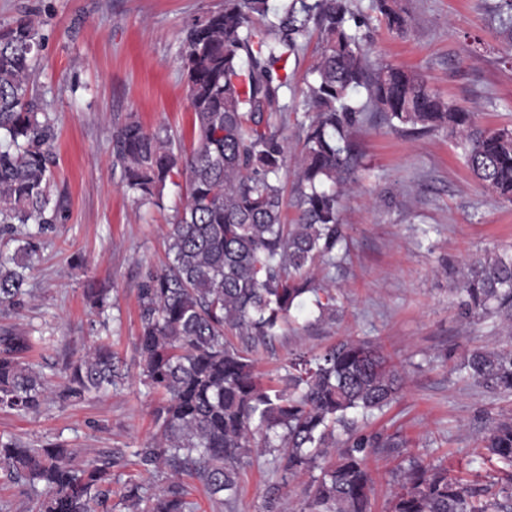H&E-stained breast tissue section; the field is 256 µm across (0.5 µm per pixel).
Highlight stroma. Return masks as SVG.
<instances>
[{
  "instance_id": "obj_1",
  "label": "stroma",
  "mask_w": 512,
  "mask_h": 512,
  "mask_svg": "<svg viewBox=\"0 0 512 512\" xmlns=\"http://www.w3.org/2000/svg\"><path fill=\"white\" fill-rule=\"evenodd\" d=\"M410 18L405 34L387 30L369 0L363 44L372 63L416 70L432 89L476 112L481 126L512 125V47L494 14L498 0H400ZM224 0H0V25L35 17L46 37L35 90L58 119L52 194L65 211L41 237L20 306L0 310V330L32 336L28 359L43 373L50 396L25 417L0 411V436L38 448L60 443L94 462L121 450L123 468L112 475V512H125L119 492L137 482L160 489L170 473L145 469L136 452L157 428L161 397L140 383L135 347L138 289L148 269L167 260L166 234L181 190L166 185L159 204H139L121 181L112 129L135 116L150 131L161 128L192 139V111L181 62L187 26ZM319 51L307 42L293 65L282 133L290 153L299 149L300 90ZM351 141L361 155L356 181L342 196L350 259L329 276L339 288L336 321L288 331L255 359L275 372L290 352H321L342 338L384 346L406 372V385L365 433L393 436V448L374 449L372 512H386L394 473L409 458L448 467L468 479L470 460L495 423L512 418V396L495 397L464 379L455 364L465 347L504 345L508 330L489 320L462 322L454 290L475 255L512 248V202L485 190L445 131L395 129L370 113ZM90 288L107 289L112 302L97 314ZM130 376L89 401L58 397L65 366L101 338ZM277 480L270 457L241 477L234 508L209 500L196 480L188 498L199 512H265Z\"/></svg>"
}]
</instances>
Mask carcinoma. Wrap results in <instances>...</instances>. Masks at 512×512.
<instances>
[{
    "label": "carcinoma",
    "instance_id": "cac0c4a2",
    "mask_svg": "<svg viewBox=\"0 0 512 512\" xmlns=\"http://www.w3.org/2000/svg\"><path fill=\"white\" fill-rule=\"evenodd\" d=\"M370 9L389 30L406 32L398 0H370ZM353 17L351 0H291L281 10L270 0H224L195 20L184 40L191 149L132 117L112 128L122 183L140 203L158 202L176 178L185 185L167 232L168 261L148 271L138 291L141 382L163 396L158 431L138 456L145 466L170 467L172 480L154 492L126 485L128 512H193L185 476L231 509L241 471L265 455L282 483L308 477L298 512H371L370 449L390 441L361 433L359 422L396 401L404 372L381 347L359 339H340L319 354L292 352L284 373L267 379L253 355L296 314L307 326L336 318V287L316 270L348 257L341 195L360 167L350 134L366 113L382 112L391 125L447 131L482 186L510 201L512 129L480 128L475 113L440 96L420 74L371 64ZM312 21L320 51L302 90L307 110L289 195L281 180L288 140L276 121L288 110V61L304 50ZM44 40L28 16L0 28V233L8 229L19 242L12 255L0 254L4 309L26 294L39 235L58 223L62 209L49 190L55 121L32 89ZM290 196L297 211L291 224ZM455 292L463 320L495 317L511 326L512 253L470 259ZM87 296L100 313L110 307L104 288ZM32 347L30 336L0 332V410L27 415L46 401L43 376L26 362ZM66 369L61 397L69 401L123 378L108 342ZM459 369L487 392L512 396V342L467 349ZM484 450L503 464L497 481L451 477L414 459L398 469L388 512H512V420L489 430ZM123 466L120 452L80 466L61 444L29 448L0 437V469L42 485L38 512H99L111 469Z\"/></svg>",
    "mask_w": 512,
    "mask_h": 512
}]
</instances>
